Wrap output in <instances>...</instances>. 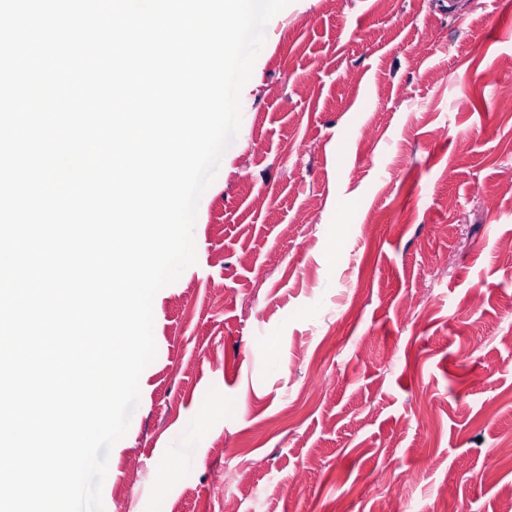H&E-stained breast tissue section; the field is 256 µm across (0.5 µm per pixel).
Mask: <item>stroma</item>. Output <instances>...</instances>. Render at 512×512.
<instances>
[{
    "label": "stroma",
    "mask_w": 512,
    "mask_h": 512,
    "mask_svg": "<svg viewBox=\"0 0 512 512\" xmlns=\"http://www.w3.org/2000/svg\"><path fill=\"white\" fill-rule=\"evenodd\" d=\"M509 82L512 0L269 21L104 512H371L385 489L423 512L443 488L444 512H506Z\"/></svg>",
    "instance_id": "35a3bbf8"
}]
</instances>
